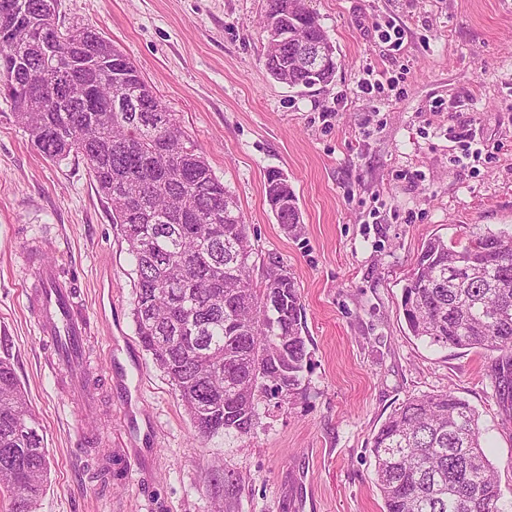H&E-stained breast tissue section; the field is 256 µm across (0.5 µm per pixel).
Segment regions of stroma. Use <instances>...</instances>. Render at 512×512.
Segmentation results:
<instances>
[{
    "mask_svg": "<svg viewBox=\"0 0 512 512\" xmlns=\"http://www.w3.org/2000/svg\"><path fill=\"white\" fill-rule=\"evenodd\" d=\"M336 48L332 83L291 88L264 67L266 0H59L127 53L235 195L259 260L301 292L310 360L298 394L264 401L249 435L204 441L135 334L132 258L85 163H54L0 97V347H8L50 451L39 512H383L370 451L411 397L452 389L480 414L512 493V405L496 354L416 340L399 309L422 244L461 225L512 231V0H307ZM403 30L400 50L377 26ZM400 82L370 99L367 70ZM471 131L469 150L448 136ZM494 148L492 157L476 150ZM292 184L299 236L266 199ZM52 260L97 317L98 403L77 416L47 364L22 288ZM126 372L109 386V366ZM139 413L130 424L123 409ZM90 429L80 437V429ZM282 173H271L267 178L266 183V197L268 203L272 197L280 192H286L288 194V207L281 208L279 211L271 210L277 220L278 224H281L285 232L290 235L297 236L301 232V220L300 210L298 206V199L293 187L288 183V178ZM288 183V185H285ZM270 204V203H269Z\"/></svg>",
    "mask_w": 512,
    "mask_h": 512,
    "instance_id": "obj_1",
    "label": "stroma"
}]
</instances>
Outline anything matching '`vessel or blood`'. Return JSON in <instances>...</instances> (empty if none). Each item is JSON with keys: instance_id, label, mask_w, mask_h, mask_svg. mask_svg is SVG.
I'll use <instances>...</instances> for the list:
<instances>
[{"instance_id": "vessel-or-blood-1", "label": "vessel or blood", "mask_w": 512, "mask_h": 512, "mask_svg": "<svg viewBox=\"0 0 512 512\" xmlns=\"http://www.w3.org/2000/svg\"><path fill=\"white\" fill-rule=\"evenodd\" d=\"M29 277L39 286L29 306L37 314L39 335L50 354L49 365L66 380L72 401L90 407L94 394L85 376L84 352L93 321L81 297V286L62 279L52 262L31 269Z\"/></svg>"}]
</instances>
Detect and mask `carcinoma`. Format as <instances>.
I'll return each instance as SVG.
<instances>
[{
    "mask_svg": "<svg viewBox=\"0 0 512 512\" xmlns=\"http://www.w3.org/2000/svg\"><path fill=\"white\" fill-rule=\"evenodd\" d=\"M19 16L0 7V31L27 24L59 27L44 0H26ZM265 39L302 30L330 42L305 0H267ZM78 68L70 99L37 88L10 99L32 146L58 162L81 158L112 205V223L134 261L135 334L168 378L202 438L250 433L262 401L282 404L300 389L309 361L297 283L280 262L262 266L238 203L190 141L175 113L161 106L159 128L137 113L83 112L90 98L158 100L134 61L99 30L72 25L58 43ZM293 44L267 47L264 66L291 88L326 86L336 53L317 67L295 63ZM36 55L0 39V86L26 83ZM288 194L273 211L285 232H301L300 210L286 176L269 174L266 197ZM410 334L431 345L499 353L498 385L512 383V233L468 224L456 237L427 240L402 288ZM41 425L17 378L9 350L0 355V495L8 512H37L50 458ZM376 484L385 512H512L496 468L483 450L479 413L448 389L409 398L373 438Z\"/></svg>",
    "mask_w": 512,
    "mask_h": 512,
    "instance_id": "1",
    "label": "carcinoma"
}]
</instances>
